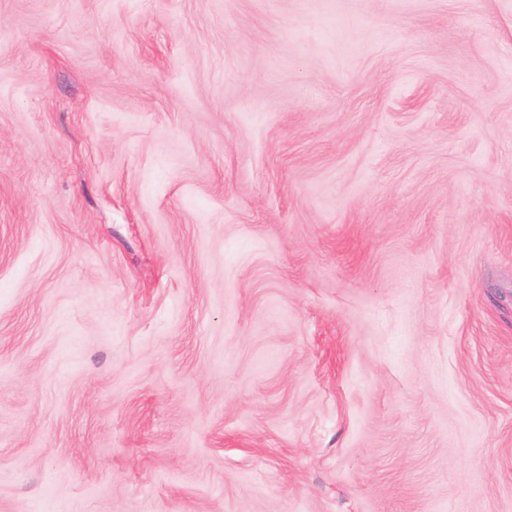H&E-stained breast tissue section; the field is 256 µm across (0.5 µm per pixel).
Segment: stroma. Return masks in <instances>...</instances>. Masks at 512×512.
Returning a JSON list of instances; mask_svg holds the SVG:
<instances>
[{
	"mask_svg": "<svg viewBox=\"0 0 512 512\" xmlns=\"http://www.w3.org/2000/svg\"><path fill=\"white\" fill-rule=\"evenodd\" d=\"M0 512H512V0H0Z\"/></svg>",
	"mask_w": 512,
	"mask_h": 512,
	"instance_id": "35a3bbf8",
	"label": "stroma"
}]
</instances>
